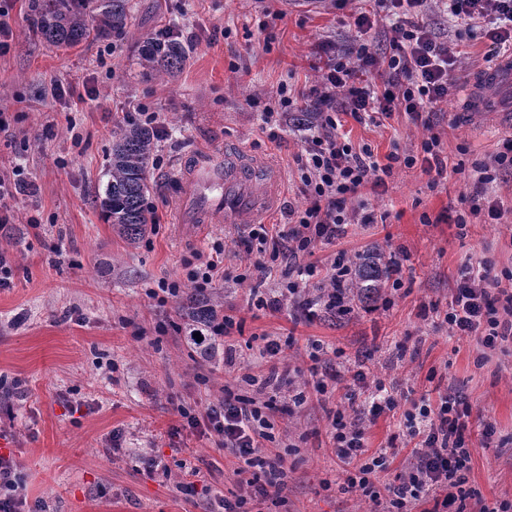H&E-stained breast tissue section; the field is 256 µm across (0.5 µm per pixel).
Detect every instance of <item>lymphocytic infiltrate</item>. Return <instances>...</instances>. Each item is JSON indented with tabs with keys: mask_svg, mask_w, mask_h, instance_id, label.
Returning <instances> with one entry per match:
<instances>
[{
	"mask_svg": "<svg viewBox=\"0 0 512 512\" xmlns=\"http://www.w3.org/2000/svg\"><path fill=\"white\" fill-rule=\"evenodd\" d=\"M375 2V11L355 14L354 26L365 33L380 26L382 15L392 16V24L383 28L390 54L372 53L361 42L346 55L338 54L327 41L315 46L322 67L319 84L311 88L310 95L321 132L309 140L304 157L297 160L304 204L289 210V229L273 230L263 224L252 228L251 237L259 247L250 273L239 276L240 282L248 284L249 299L257 308L276 312L290 301L308 322L322 313L349 310L340 285L351 265L342 251L325 264L311 261L298 268L297 279L288 280L278 291L259 289L260 283L272 276L281 255L312 257L319 242L343 235L347 225L372 221L364 206L354 205L353 200L364 186L385 187L392 167L380 164L369 149L357 153L342 142L336 132V113L361 121L373 114L388 118L402 112L418 122L424 113L447 101L454 89L448 74L458 57L447 43L437 40L425 19L431 0ZM444 8L457 25V40H488L491 58L512 47V0H445ZM363 73L380 76L381 84L361 82ZM502 170L512 171V136L503 139L499 151L470 173L471 213H485L493 221L504 218L503 200L487 194L489 184ZM304 276L319 278L315 297L304 296L300 283ZM445 320L449 335L472 337L482 347L496 348L512 338V291L489 269L466 268L456 281ZM371 384L368 401L357 402L355 393H347L346 405L337 409L331 422L336 455L347 467L348 488L361 491L379 512H413L425 502L431 505L429 512H465L471 453L464 432L470 409L461 407L456 395L448 392L440 396L438 404L424 401L405 412L412 459L407 471L380 491L372 476L388 470L390 460L383 452L365 456L364 435L381 414L396 408L397 400L383 378ZM180 416L189 427L202 426L220 437L237 459L235 473L241 478L242 491L222 499L224 512H250L251 502L281 499L288 487L287 473L284 457L273 445L274 424L263 402L228 389L219 405L208 407L205 414L184 410ZM23 489L18 462L1 455L0 512H30Z\"/></svg>",
	"mask_w": 512,
	"mask_h": 512,
	"instance_id": "1",
	"label": "lymphocytic infiltrate"
}]
</instances>
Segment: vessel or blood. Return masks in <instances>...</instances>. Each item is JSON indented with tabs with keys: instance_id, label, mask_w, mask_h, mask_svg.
I'll list each match as a JSON object with an SVG mask.
<instances>
[{
	"instance_id": "obj_1",
	"label": "vessel or blood",
	"mask_w": 512,
	"mask_h": 512,
	"mask_svg": "<svg viewBox=\"0 0 512 512\" xmlns=\"http://www.w3.org/2000/svg\"><path fill=\"white\" fill-rule=\"evenodd\" d=\"M512 83V51L490 68L473 76L463 92L462 112L474 104V89L494 90ZM180 224H209L223 218L228 224H260L274 208L277 172L265 162L243 151L225 156L196 155L182 164Z\"/></svg>"
}]
</instances>
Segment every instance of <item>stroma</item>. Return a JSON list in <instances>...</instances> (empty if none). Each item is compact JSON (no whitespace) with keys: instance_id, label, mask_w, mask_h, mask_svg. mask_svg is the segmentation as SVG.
Masks as SVG:
<instances>
[{"instance_id":"1","label":"stroma","mask_w":512,"mask_h":512,"mask_svg":"<svg viewBox=\"0 0 512 512\" xmlns=\"http://www.w3.org/2000/svg\"><path fill=\"white\" fill-rule=\"evenodd\" d=\"M118 40L90 39L57 48L33 35L31 0H0L13 29V47L0 57V171L18 172L12 224L0 229V248L14 262L13 285L0 288V455L22 465L24 492L33 512H214V492H238L233 458L219 438L183 427L178 406L203 413L225 389L255 396L239 381L237 366H258V335L284 340L281 363L289 386L274 394L277 428L288 469L285 501L260 512H367L345 474L328 432L325 402L294 406L289 387L311 381L310 341L342 349L351 371L386 374L400 402L366 433L369 453L394 447L385 481L410 462L403 410L411 402L437 403L440 392L459 393L471 407L469 485L479 504L512 501V341L488 350L470 337L449 335L445 315L464 264L492 274H512V214L499 224L468 215L460 198L469 193L456 165L472 167L512 135L498 117L512 113V89L485 104L479 119L458 117L459 95L430 115L429 126L396 114L383 124L341 115V134L354 148L371 149L379 163L388 155L420 151L428 132L444 143L447 173L430 180L420 168L395 164L385 193L362 188L360 201L375 217L348 226L343 237L319 245L316 259L339 251L354 256L374 244L400 264V287L389 305L353 302L350 314L296 319L249 308L237 281L246 263L249 229L237 224H179L178 176L187 154L223 155L234 145L274 165L281 174L280 202L270 223L286 224L298 206L295 157L307 127L286 126L280 143L261 130L260 113L281 84L313 85L316 43L344 46L356 30L352 15L330 0H133ZM165 26L190 51L174 76L146 74L141 49ZM161 113L169 135L158 143L162 165L153 167L158 222L139 244L113 231L93 199L101 192L112 137L128 103ZM467 214L459 231L453 218ZM39 228H31L30 219ZM224 246V278L211 291L225 313L243 320L232 365L224 340L213 337L203 352L189 336L193 322L177 298L160 305L147 295L160 280H177L194 253ZM60 246V263L50 251ZM497 432L481 438L482 420ZM120 429L123 451H110ZM197 475H187V467Z\"/></svg>"}]
</instances>
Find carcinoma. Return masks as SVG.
Instances as JSON below:
<instances>
[{"label": "carcinoma", "instance_id": "obj_1", "mask_svg": "<svg viewBox=\"0 0 512 512\" xmlns=\"http://www.w3.org/2000/svg\"><path fill=\"white\" fill-rule=\"evenodd\" d=\"M38 33L55 47L73 48L89 39L107 38L124 32L130 12L129 0H36L34 5ZM187 58L180 42L161 37L147 43L142 53L145 66L160 75H173ZM156 130L147 125L128 124L112 142L108 181L96 195L105 220L131 245L138 244L152 230L148 198L154 191L151 168L156 151ZM352 299L375 303L391 275L385 251L371 246L352 259ZM193 322L210 323L217 310L195 294L182 305Z\"/></svg>", "mask_w": 512, "mask_h": 512}]
</instances>
